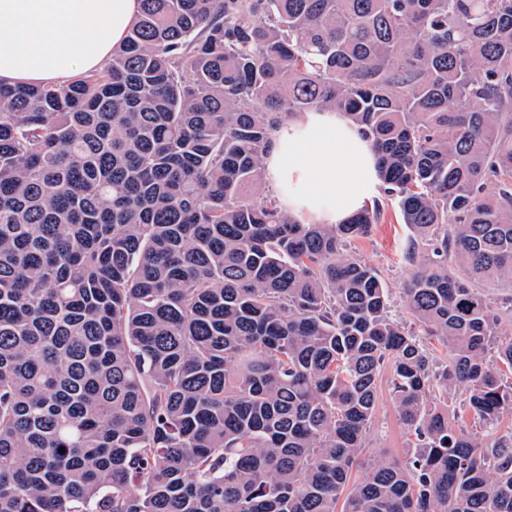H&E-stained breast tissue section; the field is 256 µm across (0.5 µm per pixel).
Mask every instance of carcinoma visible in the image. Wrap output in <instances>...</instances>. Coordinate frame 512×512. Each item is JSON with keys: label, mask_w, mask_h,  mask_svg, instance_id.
<instances>
[{"label": "carcinoma", "mask_w": 512, "mask_h": 512, "mask_svg": "<svg viewBox=\"0 0 512 512\" xmlns=\"http://www.w3.org/2000/svg\"><path fill=\"white\" fill-rule=\"evenodd\" d=\"M312 110L378 156L344 224L264 191ZM385 200L443 361L344 253ZM486 283L512 286V0H140L102 70L0 87V512H512ZM387 369L415 449L365 467ZM460 385L487 436L432 396Z\"/></svg>", "instance_id": "cac0c4a2"}]
</instances>
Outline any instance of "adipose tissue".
Here are the masks:
<instances>
[{
	"label": "adipose tissue",
	"instance_id": "1",
	"mask_svg": "<svg viewBox=\"0 0 512 512\" xmlns=\"http://www.w3.org/2000/svg\"><path fill=\"white\" fill-rule=\"evenodd\" d=\"M139 12V0H0V83L62 85L101 70ZM264 176L305 224L344 223L380 186L369 141L335 111L284 119Z\"/></svg>",
	"mask_w": 512,
	"mask_h": 512
}]
</instances>
